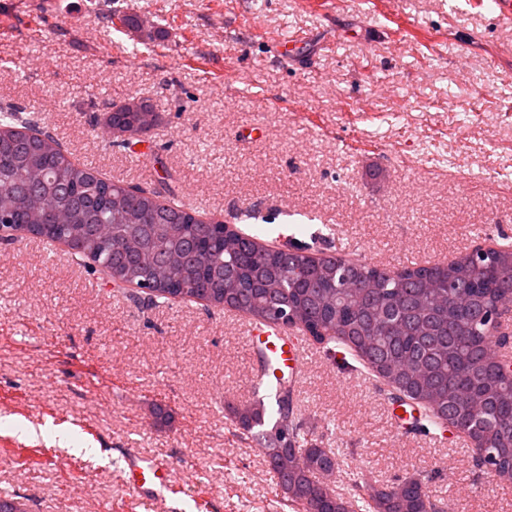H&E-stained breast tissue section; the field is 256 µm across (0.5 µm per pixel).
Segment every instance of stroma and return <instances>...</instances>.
I'll use <instances>...</instances> for the list:
<instances>
[{"mask_svg": "<svg viewBox=\"0 0 512 512\" xmlns=\"http://www.w3.org/2000/svg\"><path fill=\"white\" fill-rule=\"evenodd\" d=\"M52 3L0 0V106L38 115L98 175L147 190L166 176L206 216L260 215L266 244L378 267L512 239V26L471 0ZM278 36L296 37L291 52ZM132 96L161 120L125 149L96 117ZM42 243L0 237V498L25 512H299L225 410L257 396L243 315L149 301ZM306 368L294 410L339 453L336 491L417 475L445 512H512V487L457 431L414 430L386 385L322 345ZM131 450L171 463V492L132 493Z\"/></svg>", "mask_w": 512, "mask_h": 512, "instance_id": "stroma-1", "label": "stroma"}]
</instances>
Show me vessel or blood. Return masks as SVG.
Masks as SVG:
<instances>
[{"label": "vessel or blood", "instance_id": "b4317fda", "mask_svg": "<svg viewBox=\"0 0 512 512\" xmlns=\"http://www.w3.org/2000/svg\"><path fill=\"white\" fill-rule=\"evenodd\" d=\"M244 335L259 356L254 373L257 388L275 392L284 379L296 382L302 378L306 348L299 336L285 327L254 321L245 324ZM170 471L166 462L133 455L126 464V482L139 496L151 497L169 490Z\"/></svg>", "mask_w": 512, "mask_h": 512}]
</instances>
